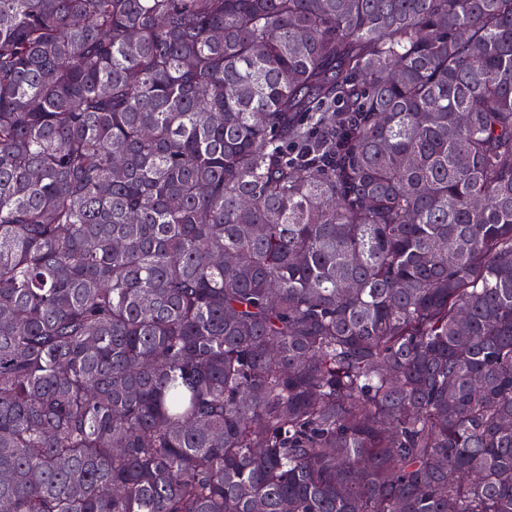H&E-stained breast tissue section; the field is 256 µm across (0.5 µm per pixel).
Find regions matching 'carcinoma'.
<instances>
[{
    "label": "carcinoma",
    "instance_id": "obj_1",
    "mask_svg": "<svg viewBox=\"0 0 512 512\" xmlns=\"http://www.w3.org/2000/svg\"><path fill=\"white\" fill-rule=\"evenodd\" d=\"M0 512H512V0H0Z\"/></svg>",
    "mask_w": 512,
    "mask_h": 512
}]
</instances>
